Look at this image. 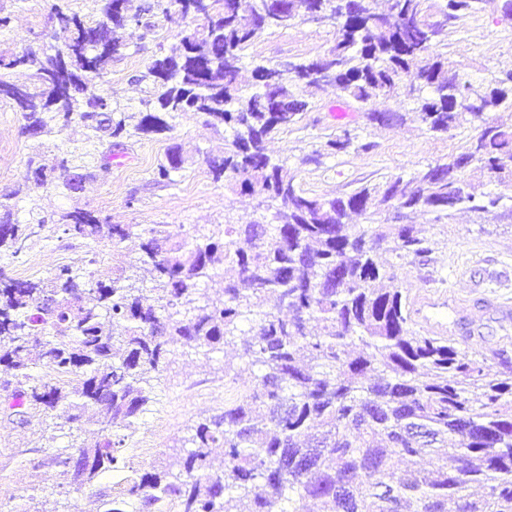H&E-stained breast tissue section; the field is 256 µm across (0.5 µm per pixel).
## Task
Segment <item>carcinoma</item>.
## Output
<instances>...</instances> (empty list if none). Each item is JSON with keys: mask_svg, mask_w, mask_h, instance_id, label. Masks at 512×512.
Returning <instances> with one entry per match:
<instances>
[{"mask_svg": "<svg viewBox=\"0 0 512 512\" xmlns=\"http://www.w3.org/2000/svg\"><path fill=\"white\" fill-rule=\"evenodd\" d=\"M51 32L40 52L0 51V102L23 121L38 147L72 122L109 169L116 140L129 130L160 135L185 112L224 128V156L207 163L215 181L256 196L265 222L219 224L181 237L164 225L136 229L74 208L53 224L90 248L80 267L21 279L0 267V386L4 412L18 423L37 410L67 423L92 414L96 437L30 460L50 468L103 512H155L170 499L180 512H512V356L504 348L470 352L412 326L406 295L389 287L381 251L409 263L433 253L410 216L448 224L457 212L502 210L512 195L484 192L465 180L476 166L512 185V72L473 84L448 57L446 29L486 11L512 21V0H94L79 14L67 0H46ZM158 10L179 29L180 48L158 56L135 81L152 97L124 112L88 85L107 77L126 44L114 33ZM332 30L324 61L288 63V73L258 64L254 91L238 76L245 52L266 31L299 20ZM31 71L19 82L14 71ZM333 79L342 112L370 124L413 118L434 135L468 130L463 151L363 184L344 197L304 189L266 143L300 121L306 93ZM410 99V112H375V99ZM371 144L340 126L329 155ZM186 158L176 147L155 175L168 180ZM28 186L72 189L70 174L93 177L74 154L28 163ZM0 195V254L19 257L45 220L20 224ZM356 214L365 224H349ZM140 238L136 263L119 260L100 273L101 250ZM232 271L224 294L201 283ZM152 288L145 289L144 282ZM156 304L144 302L145 292ZM249 325L248 334L242 325ZM227 348L252 372L248 386L185 437L176 472L132 471L116 494L99 487L108 471L130 468L120 431L135 428L151 401V374L179 351L208 356ZM495 363L499 370L490 371Z\"/></svg>", "mask_w": 512, "mask_h": 512, "instance_id": "cac0c4a2", "label": "carcinoma"}]
</instances>
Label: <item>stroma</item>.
<instances>
[{"label": "stroma", "mask_w": 512, "mask_h": 512, "mask_svg": "<svg viewBox=\"0 0 512 512\" xmlns=\"http://www.w3.org/2000/svg\"><path fill=\"white\" fill-rule=\"evenodd\" d=\"M6 8L12 21L9 31L0 35V50L42 48L47 26L44 0H8ZM124 40L126 49L114 59L111 74L96 82L95 91L112 97L126 111L136 112L148 98L150 87L134 82L133 74L145 70L156 56L170 53L179 38L176 29L160 21L150 31L130 27ZM331 41L329 29L308 21L285 31L265 32L245 55L242 83L250 85L255 65L311 58L324 53ZM448 54L460 75L474 83L491 70L512 71V23L486 12L449 27ZM309 102L300 122L276 136L268 150L287 160L303 188L319 195L340 196L365 183L410 173L459 152L466 141L465 134L436 136L412 121L377 126L354 112L337 119L338 99L330 87L314 91ZM344 122L370 143V150L326 156L318 165L306 162V155ZM21 126L20 115L0 102V194L15 193L20 222H28L35 212L48 221L41 239L19 258L8 260L9 271L16 277L45 278L60 265H79L85 260V245L62 237L51 223L65 209H91L112 224H164L179 235L226 220L247 224L262 218L256 197L230 192L212 179L205 158L223 155L224 132L206 126L201 115L183 114L162 137H124L109 170L85 180L77 192L24 190L28 162L37 158L39 150L36 142L22 134ZM175 145L187 153L188 164L172 181L155 180V168ZM414 222L436 247L424 266L382 254V261L393 264L398 285L409 295L444 291L477 301L484 315L466 341L470 351L503 347L512 352V335L503 336L493 312L494 305L512 304V222L494 212H462L450 224H436L430 215L419 214ZM238 363L230 353H218L209 360L169 357L155 380L153 402L136 428L125 433L122 453L131 466L139 471L177 466L184 455L181 438L186 426L223 408L228 396L224 367ZM82 438V433L69 427L53 426L40 413L31 414L22 426L0 412V490L31 512H90L92 504L86 494L63 487L55 473L35 471L26 464L46 448H69Z\"/></svg>", "instance_id": "obj_1"}]
</instances>
